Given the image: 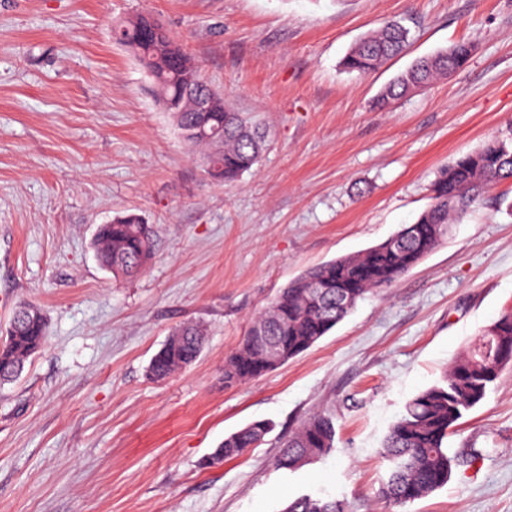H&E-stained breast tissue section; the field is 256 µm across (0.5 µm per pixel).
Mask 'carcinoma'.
Here are the masks:
<instances>
[{"label":"carcinoma","mask_w":512,"mask_h":512,"mask_svg":"<svg viewBox=\"0 0 512 512\" xmlns=\"http://www.w3.org/2000/svg\"><path fill=\"white\" fill-rule=\"evenodd\" d=\"M125 46L143 66L155 88L161 89L167 109L183 139L204 146L202 163L214 180L231 184L258 162L265 133L201 78L199 68L181 51L173 36L155 21L139 17L122 22ZM409 30L387 22L379 31L350 48L342 60L349 73L376 71L401 55ZM472 45L450 48L418 58L384 87L375 101L386 108L414 89L463 67ZM512 179V139L494 138L478 150L443 168L432 185L429 206L411 224L385 241L357 254L312 267L281 289L253 323L237 349L224 360V384L232 386L258 378L288 363L332 331L357 303L380 288L392 286L417 266L448 235L480 195L499 182ZM154 232L140 215L128 213L97 226V260L115 276L133 277L153 254ZM46 320L31 305L14 314L0 343V383L15 379L42 346ZM204 329L186 322L174 329L152 357L149 373L163 380L192 364L200 355ZM512 363V310L502 314L472 347L453 364L442 381L422 391L391 426L381 448L391 463L381 495L405 505L444 487L460 465V456L445 446L450 431L464 413L477 406L500 370ZM270 432L265 420L253 421L224 438L206 460L213 467L244 454ZM336 447L332 419L315 413L282 442L278 466L293 470L329 455ZM282 512H348L347 502L335 497L302 495Z\"/></svg>","instance_id":"carcinoma-1"}]
</instances>
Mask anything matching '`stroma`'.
I'll list each match as a JSON object with an SVG mask.
<instances>
[{"label":"stroma","mask_w":512,"mask_h":512,"mask_svg":"<svg viewBox=\"0 0 512 512\" xmlns=\"http://www.w3.org/2000/svg\"><path fill=\"white\" fill-rule=\"evenodd\" d=\"M142 15L268 126V150L234 185L204 172L115 40ZM390 20L409 29L407 53L346 72L347 51ZM460 41L474 47L463 68L374 109L414 59ZM510 135L512 0H0V333L21 302L47 322L0 386V512H282L306 494L350 512H512V365L448 438L482 458L413 503L379 494L393 422L512 309L510 181L306 353L224 383L225 358L278 291L413 223L442 166ZM128 212L155 234L134 278L93 248L97 226ZM187 320L206 329L200 356L151 380ZM317 410L335 450L280 468L281 440ZM263 419L258 447L203 468Z\"/></svg>","instance_id":"35a3bbf8"}]
</instances>
